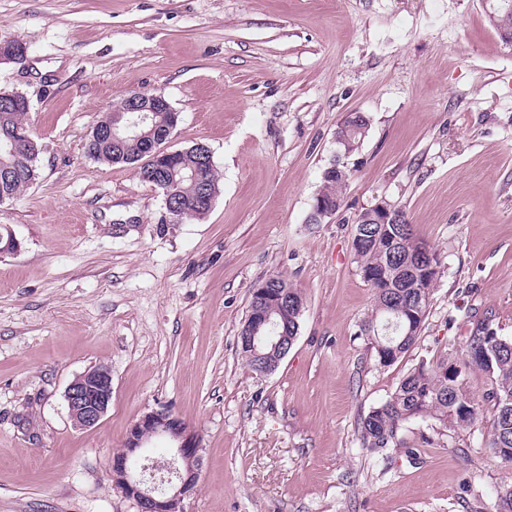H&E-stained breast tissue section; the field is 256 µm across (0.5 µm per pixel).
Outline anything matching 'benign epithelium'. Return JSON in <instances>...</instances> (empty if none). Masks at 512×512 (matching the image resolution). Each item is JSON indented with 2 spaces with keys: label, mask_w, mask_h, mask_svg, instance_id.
I'll return each instance as SVG.
<instances>
[{
  "label": "benign epithelium",
  "mask_w": 512,
  "mask_h": 512,
  "mask_svg": "<svg viewBox=\"0 0 512 512\" xmlns=\"http://www.w3.org/2000/svg\"><path fill=\"white\" fill-rule=\"evenodd\" d=\"M0 59L14 64L26 60V52L16 49V43H0ZM117 118L128 115L126 122L105 130H93L100 138L114 140L120 135L150 141L152 156L166 159L174 155L167 147L170 135L179 121V114L162 94L147 100L138 92L131 93L123 105L115 109ZM368 224H398L394 209L383 203L370 208ZM255 330L267 329L263 336L242 337V347L254 358H264L267 353L279 352L283 358L288 353V337L276 335V326L265 312L254 316ZM65 399L69 416L80 429L98 425L112 401V373L105 366L90 368L77 375L67 386ZM162 436L174 444V458L167 466L158 463L134 468V461L150 438ZM202 446L197 434L172 411L166 408L143 413L129 427L124 448L112 456L110 475L112 484L128 498L135 501L138 512H184L183 502L199 489L202 469Z\"/></svg>",
  "instance_id": "1"
}]
</instances>
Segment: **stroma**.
<instances>
[{
    "instance_id": "1",
    "label": "stroma",
    "mask_w": 512,
    "mask_h": 512,
    "mask_svg": "<svg viewBox=\"0 0 512 512\" xmlns=\"http://www.w3.org/2000/svg\"><path fill=\"white\" fill-rule=\"evenodd\" d=\"M0 88L27 97L39 178L0 204V512H137L113 486L129 425L166 406L203 447L184 512H495L512 466L486 425L363 448L359 422L420 363L465 354L472 322L512 337V45L485 0H0ZM178 112L169 144L206 145L210 212L163 221L131 164L85 144L132 91ZM370 126L345 160L344 208L313 225L349 113ZM403 210L442 268L416 343L379 366L362 330L374 291L353 248L359 213ZM301 292L275 373L237 344L269 277ZM112 372L99 424L65 391Z\"/></svg>"
}]
</instances>
